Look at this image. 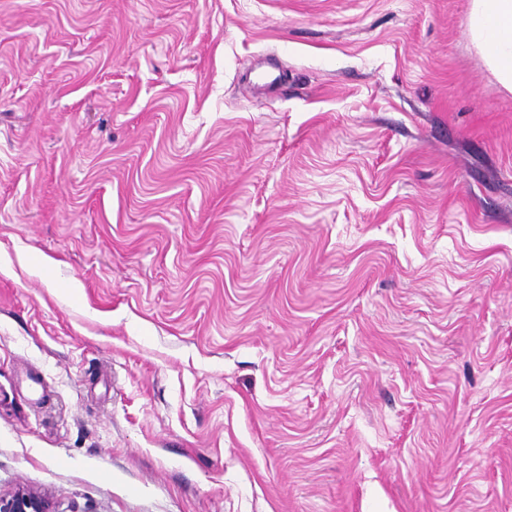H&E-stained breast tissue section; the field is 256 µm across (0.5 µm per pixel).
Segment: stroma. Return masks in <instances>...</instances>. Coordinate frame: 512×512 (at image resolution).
Masks as SVG:
<instances>
[{
    "mask_svg": "<svg viewBox=\"0 0 512 512\" xmlns=\"http://www.w3.org/2000/svg\"><path fill=\"white\" fill-rule=\"evenodd\" d=\"M470 8L0 0L1 493L512 512V93Z\"/></svg>",
    "mask_w": 512,
    "mask_h": 512,
    "instance_id": "obj_1",
    "label": "stroma"
}]
</instances>
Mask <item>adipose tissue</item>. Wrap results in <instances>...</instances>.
Wrapping results in <instances>:
<instances>
[{
  "instance_id": "1",
  "label": "adipose tissue",
  "mask_w": 512,
  "mask_h": 512,
  "mask_svg": "<svg viewBox=\"0 0 512 512\" xmlns=\"http://www.w3.org/2000/svg\"><path fill=\"white\" fill-rule=\"evenodd\" d=\"M469 31L488 67L512 92V0H472Z\"/></svg>"
}]
</instances>
